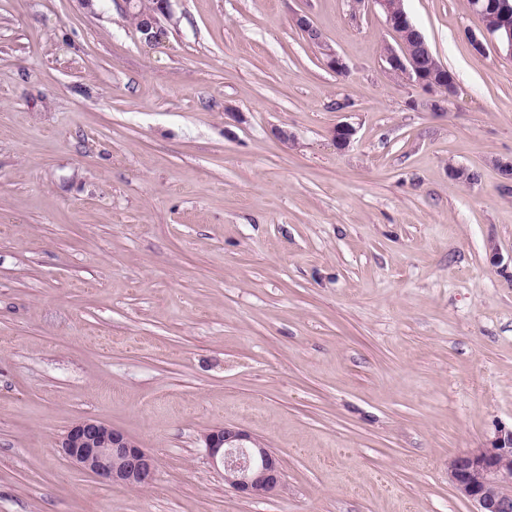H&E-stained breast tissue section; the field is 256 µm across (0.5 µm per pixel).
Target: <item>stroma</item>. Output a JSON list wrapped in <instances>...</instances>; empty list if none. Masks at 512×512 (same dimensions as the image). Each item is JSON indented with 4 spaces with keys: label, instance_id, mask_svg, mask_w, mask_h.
I'll return each mask as SVG.
<instances>
[{
    "label": "stroma",
    "instance_id": "1",
    "mask_svg": "<svg viewBox=\"0 0 512 512\" xmlns=\"http://www.w3.org/2000/svg\"><path fill=\"white\" fill-rule=\"evenodd\" d=\"M404 6L445 113L406 107L367 4L175 0L150 45L121 0H0V512H474L448 463L512 426V60L468 0ZM89 417L152 484L62 456ZM223 426L276 495L206 460ZM294 26L302 31L307 40L320 49L323 64L332 72H348V65L336 51L327 44L321 33L305 16H296L293 21ZM206 459L224 470V481L243 497H262L282 486L280 459L257 439L230 427L206 432L201 438Z\"/></svg>",
    "mask_w": 512,
    "mask_h": 512
}]
</instances>
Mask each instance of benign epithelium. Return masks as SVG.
Here are the masks:
<instances>
[{"label":"benign epithelium","instance_id":"obj_1","mask_svg":"<svg viewBox=\"0 0 512 512\" xmlns=\"http://www.w3.org/2000/svg\"><path fill=\"white\" fill-rule=\"evenodd\" d=\"M172 0H125L127 12L138 11L139 31L150 43L166 36L161 19L170 15ZM385 18L393 42L385 44L382 59L386 71L399 76L420 92L408 101L412 109L442 111L457 93L456 80L448 67L435 68L437 58L409 17L404 5L391 10L388 0H370ZM471 12L481 20L476 30L466 32L467 41L476 55L494 45L512 59V3L499 0L493 22L485 19L482 0L469 2ZM293 25L307 40L320 49L323 64L332 72H346L348 65L327 44L321 33L304 16L294 18ZM356 128L339 123L332 131L338 150L350 146ZM202 448L206 459L223 468L224 481L244 497H262L282 486L280 459L257 439L230 427L205 433ZM64 456L81 469L104 482L139 487L151 483L156 475L155 457L124 432L95 418L83 419L71 426L60 442ZM448 477L457 494L477 506L476 512H512V429H501L490 445L462 453L448 464Z\"/></svg>","mask_w":512,"mask_h":512}]
</instances>
